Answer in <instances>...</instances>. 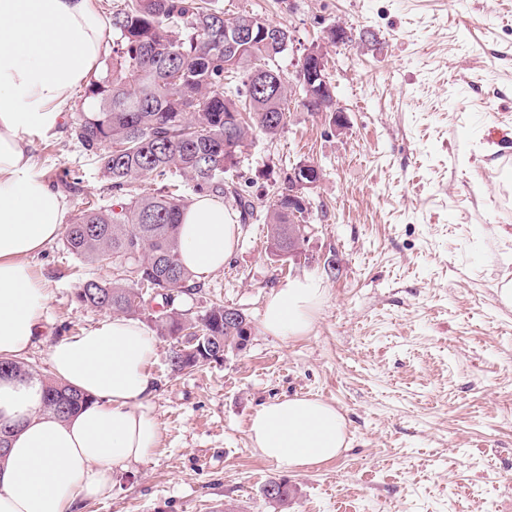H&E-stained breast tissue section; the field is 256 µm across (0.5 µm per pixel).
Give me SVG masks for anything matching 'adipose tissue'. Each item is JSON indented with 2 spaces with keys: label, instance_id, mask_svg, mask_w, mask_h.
<instances>
[{
  "label": "adipose tissue",
  "instance_id": "adipose-tissue-1",
  "mask_svg": "<svg viewBox=\"0 0 512 512\" xmlns=\"http://www.w3.org/2000/svg\"><path fill=\"white\" fill-rule=\"evenodd\" d=\"M93 0H0V358H20L44 319L46 289L27 258L58 237L67 198L33 171L28 135L54 128L73 92L106 53ZM240 226L222 200L196 197L179 227L183 265L196 279L223 267ZM325 289L314 278L283 283L267 300L263 330L307 334ZM155 336L113 316L51 345L53 376L92 398L67 420L41 409L35 380H0V420L14 424L0 459V512H79L103 497L112 474L157 447L160 426L148 371ZM252 448L289 470L332 460L348 446L344 415L312 397L263 404L249 424Z\"/></svg>",
  "mask_w": 512,
  "mask_h": 512
}]
</instances>
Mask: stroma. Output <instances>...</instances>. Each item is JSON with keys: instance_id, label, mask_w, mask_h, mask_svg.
Returning a JSON list of instances; mask_svg holds the SVG:
<instances>
[{"instance_id": "1", "label": "stroma", "mask_w": 512, "mask_h": 512, "mask_svg": "<svg viewBox=\"0 0 512 512\" xmlns=\"http://www.w3.org/2000/svg\"><path fill=\"white\" fill-rule=\"evenodd\" d=\"M287 28L279 65L293 79L304 47L340 23L357 34L325 44L344 107L291 100L275 140L254 134L235 180L255 205L222 269L175 301L197 316L210 302L245 312L243 349L173 375L172 340L149 368L160 439L141 463L112 476L82 512H272V479L297 494L288 512H512V0H220ZM71 118L29 139L34 171L62 186L71 214L115 204ZM309 161L312 226L300 261H274L265 215L274 184ZM48 289V333L24 360L50 371L53 340L105 319L75 299L111 262H81L55 239L30 257ZM313 277L325 290L311 331L264 332L273 291ZM312 395L340 410L349 447L287 470L248 436L266 401Z\"/></svg>"}]
</instances>
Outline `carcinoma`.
<instances>
[{"label": "carcinoma", "instance_id": "1", "mask_svg": "<svg viewBox=\"0 0 512 512\" xmlns=\"http://www.w3.org/2000/svg\"><path fill=\"white\" fill-rule=\"evenodd\" d=\"M106 70L85 89L75 109L72 134L95 155L119 202L112 209L86 207L65 225L63 244L87 263H115L112 279H87L79 303L153 323L173 340V373L198 369L181 339L208 349L212 340L234 348L241 330L224 328V305L215 303L193 319L169 306L151 305L191 288L192 273L179 255L178 224L192 193L232 198L239 219L253 204L228 178L235 154L244 153L253 132L277 138L287 123L288 84L273 61L285 51V32L244 11L228 17L218 0H116ZM150 177L157 188L138 191ZM267 238L282 239L284 225L306 222L304 211L288 215V188L269 205ZM24 375L44 386L43 410L60 418L86 401L22 359H0V377Z\"/></svg>", "mask_w": 512, "mask_h": 512}]
</instances>
